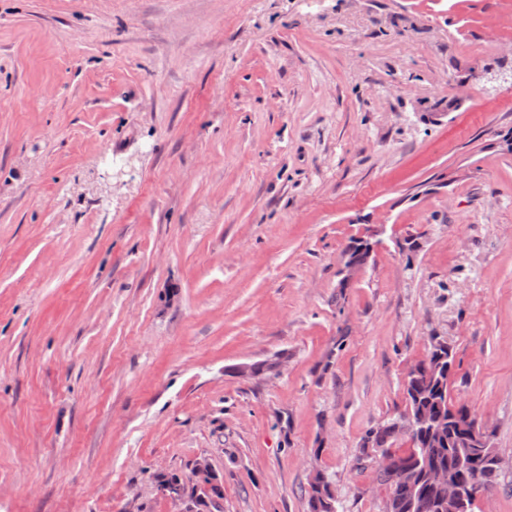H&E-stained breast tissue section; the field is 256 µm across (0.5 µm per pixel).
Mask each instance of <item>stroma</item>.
<instances>
[{"label": "stroma", "instance_id": "1", "mask_svg": "<svg viewBox=\"0 0 512 512\" xmlns=\"http://www.w3.org/2000/svg\"><path fill=\"white\" fill-rule=\"evenodd\" d=\"M510 72L512 0H0V512H382L434 336L512 512ZM360 245H362V247ZM356 247L361 248L357 251ZM365 252H367V256L363 257L362 255ZM371 252V244L363 240L359 244L352 243L350 247L345 249L343 267L341 269V274L343 277L340 280V287H349V285L357 278V276L365 268ZM178 477L177 481L169 483L162 487L161 490L164 496L182 505L183 508L180 512H199L196 508L195 499L187 495L189 488L195 487L197 491L204 490L209 492L211 485L218 484L222 486L219 475L206 458L196 460L189 474L178 473ZM222 487L214 489L221 498L214 497L208 499V510L206 512L220 511L223 498Z\"/></svg>", "mask_w": 512, "mask_h": 512}]
</instances>
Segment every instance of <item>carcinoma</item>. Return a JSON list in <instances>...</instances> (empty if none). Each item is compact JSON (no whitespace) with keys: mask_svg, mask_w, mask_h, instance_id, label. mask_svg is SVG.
<instances>
[{"mask_svg":"<svg viewBox=\"0 0 512 512\" xmlns=\"http://www.w3.org/2000/svg\"><path fill=\"white\" fill-rule=\"evenodd\" d=\"M407 406L412 412H425L445 421V434L434 436L418 429L406 437L410 447H394L398 440L396 421L391 420L369 429L365 440L388 452L391 462L378 473L379 485L385 489L390 512H448L440 505L422 477L424 467H442L467 479L459 467L453 441L457 435L455 416L465 417L467 410L456 407L449 392L448 347L428 351L426 358L413 365L405 383Z\"/></svg>","mask_w":512,"mask_h":512,"instance_id":"cac0c4a2","label":"carcinoma"}]
</instances>
